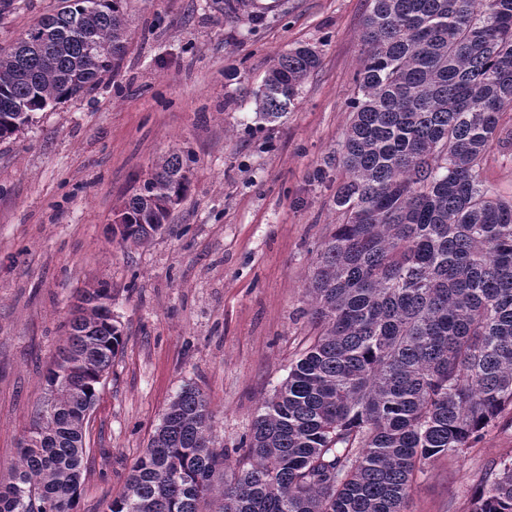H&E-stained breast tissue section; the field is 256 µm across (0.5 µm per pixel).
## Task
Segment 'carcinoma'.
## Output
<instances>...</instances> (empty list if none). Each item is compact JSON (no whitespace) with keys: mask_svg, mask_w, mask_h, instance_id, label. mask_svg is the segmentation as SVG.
<instances>
[{"mask_svg":"<svg viewBox=\"0 0 512 512\" xmlns=\"http://www.w3.org/2000/svg\"><path fill=\"white\" fill-rule=\"evenodd\" d=\"M122 2L61 0L0 49V142L118 69ZM361 43L308 346L231 451L183 387L107 512H405L417 474L512 410V198L483 181L489 150L512 147V0H369ZM319 63L306 44L279 54L259 118L285 117ZM189 188L182 157L164 158L121 209V240L148 243ZM102 292L73 307L0 512H77L89 412L122 347ZM470 512H512V458Z\"/></svg>","mask_w":512,"mask_h":512,"instance_id":"obj_1","label":"carcinoma"}]
</instances>
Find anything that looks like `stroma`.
<instances>
[{"label":"stroma","mask_w":512,"mask_h":512,"mask_svg":"<svg viewBox=\"0 0 512 512\" xmlns=\"http://www.w3.org/2000/svg\"><path fill=\"white\" fill-rule=\"evenodd\" d=\"M57 0H15L0 47ZM126 52L91 92L0 142V480L41 406L79 293L105 282L123 349L86 427L78 512H103L176 394L197 386L214 436L240 447L304 347L307 275L336 220L330 164L349 123L368 0H125ZM304 42L318 69L281 121L255 113L276 56ZM191 186L147 244L111 233L157 161ZM325 178H318V171ZM512 457V412L418 474L408 512H469Z\"/></svg>","instance_id":"stroma-1"}]
</instances>
